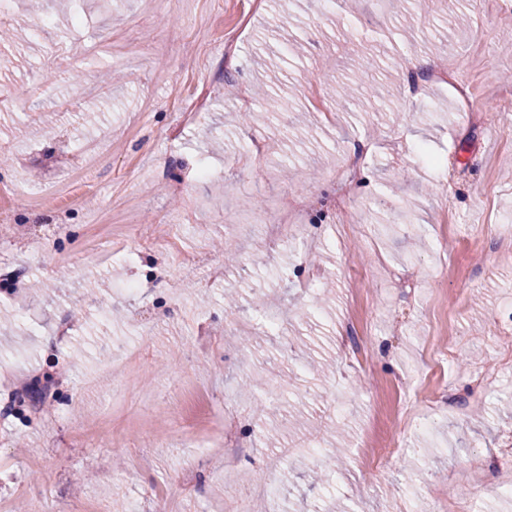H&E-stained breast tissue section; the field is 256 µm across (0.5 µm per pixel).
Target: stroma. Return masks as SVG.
<instances>
[{
    "label": "stroma",
    "mask_w": 512,
    "mask_h": 512,
    "mask_svg": "<svg viewBox=\"0 0 512 512\" xmlns=\"http://www.w3.org/2000/svg\"><path fill=\"white\" fill-rule=\"evenodd\" d=\"M28 9L0 7L23 36L0 43V210L24 227L0 237V512H156L159 494L172 512H226L280 448L283 512H503L512 15L494 0H43L37 29ZM369 56L386 71L368 110L338 87ZM106 68L122 75L108 94H68L73 72L89 87ZM202 88L206 112L184 122ZM88 143L102 154L80 204L22 203ZM202 160L210 179L194 177ZM287 195L294 245L248 222ZM70 229L66 256L32 243ZM129 281L136 294L117 292ZM23 374L59 390L29 406ZM272 395L303 414L274 443L257 410L228 405ZM426 398L434 427L418 432L406 411ZM392 440L368 480L370 448ZM318 448L342 451L322 484Z\"/></svg>",
    "instance_id": "1"
}]
</instances>
